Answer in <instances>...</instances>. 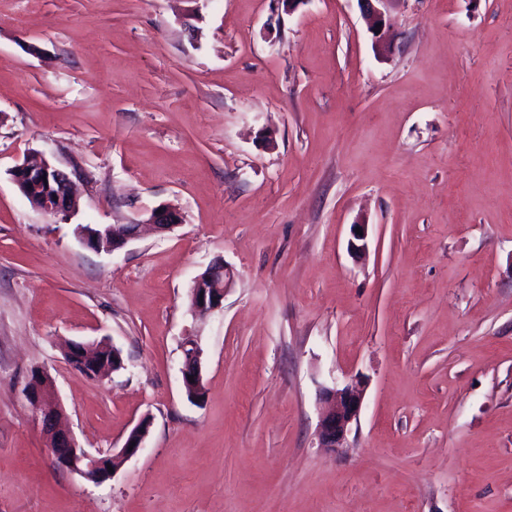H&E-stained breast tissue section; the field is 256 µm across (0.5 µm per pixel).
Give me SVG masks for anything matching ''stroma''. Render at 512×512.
Masks as SVG:
<instances>
[{
  "label": "stroma",
  "instance_id": "stroma-1",
  "mask_svg": "<svg viewBox=\"0 0 512 512\" xmlns=\"http://www.w3.org/2000/svg\"><path fill=\"white\" fill-rule=\"evenodd\" d=\"M387 19L381 58L358 0H0V512H512V0ZM36 151L75 212L13 182ZM162 204L171 233L74 234ZM218 258L233 286L195 316ZM101 339L124 367L89 381L63 344ZM35 369L83 448L146 418L143 448L100 484L57 467ZM357 376L320 448V389ZM141 224H106L100 225V231H89L78 225L76 235L82 244L93 250L115 251L132 241ZM234 280L232 271L217 259L193 281L190 288V307L195 313L206 314L223 307L225 292ZM183 350V368L182 385L184 392L189 400L199 401L204 394L203 382V355L204 351L197 337H188L182 344ZM188 376H193L194 382L188 380ZM364 395V386L358 379L341 388L322 391L320 401L325 405V410L321 414L317 433L320 448L335 450L343 447L350 425L359 418Z\"/></svg>",
  "mask_w": 512,
  "mask_h": 512
}]
</instances>
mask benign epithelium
<instances>
[{
	"label": "benign epithelium",
	"instance_id": "1",
	"mask_svg": "<svg viewBox=\"0 0 512 512\" xmlns=\"http://www.w3.org/2000/svg\"><path fill=\"white\" fill-rule=\"evenodd\" d=\"M363 13L371 20L370 30L374 37V48L379 56L387 52L385 38V14L393 0H359ZM13 181L24 196L35 200L34 207L46 214L66 215L75 202L70 174L55 166L45 156L26 157L11 169ZM150 225L158 232H170L181 224L180 214L161 206L152 210ZM138 224H106L99 231H89L78 225L76 235L85 246L101 251H115L132 241L138 231ZM234 280L232 271L217 259L193 281L190 288V307L195 313L206 314L223 307L225 292ZM183 368L182 385L188 399L199 401L204 394L203 355L199 339L188 337L182 344ZM193 380H188V377ZM26 397L35 410L41 429L47 436L48 447L56 464L75 472L96 484L112 477L108 467H117L114 455L92 454L81 448L73 435L61 426L62 404L58 398L54 379L46 372H31L26 386ZM364 400V386L356 379L342 387L325 389L320 401L325 410L320 417L319 447L334 450L343 447L350 425L357 421ZM149 424L138 423L127 437L120 457L128 458L143 447Z\"/></svg>",
	"mask_w": 512,
	"mask_h": 512
}]
</instances>
